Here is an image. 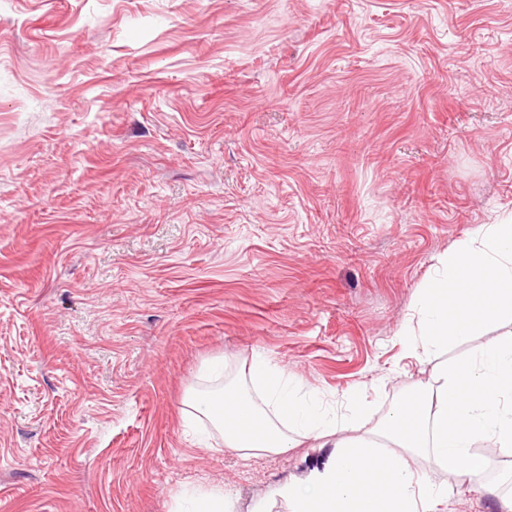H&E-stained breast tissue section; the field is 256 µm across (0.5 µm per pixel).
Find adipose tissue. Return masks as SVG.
<instances>
[{"label":"adipose tissue","instance_id":"ef3b65f1","mask_svg":"<svg viewBox=\"0 0 512 512\" xmlns=\"http://www.w3.org/2000/svg\"><path fill=\"white\" fill-rule=\"evenodd\" d=\"M411 357L433 361L427 383L393 401L368 426L370 402L353 392L344 411L262 354L245 373L194 391L189 415L221 433L245 461L304 441L329 449L322 466L273 487L288 512H441L459 489L481 486L500 512L512 494L487 481L483 443L512 451V218L483 224L441 258L417 295ZM469 344L459 359L439 352Z\"/></svg>","mask_w":512,"mask_h":512}]
</instances>
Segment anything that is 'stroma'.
Masks as SVG:
<instances>
[{"label": "stroma", "mask_w": 512, "mask_h": 512, "mask_svg": "<svg viewBox=\"0 0 512 512\" xmlns=\"http://www.w3.org/2000/svg\"><path fill=\"white\" fill-rule=\"evenodd\" d=\"M512 215V0H0V512H252L328 457L184 421L260 352L383 416Z\"/></svg>", "instance_id": "obj_1"}]
</instances>
